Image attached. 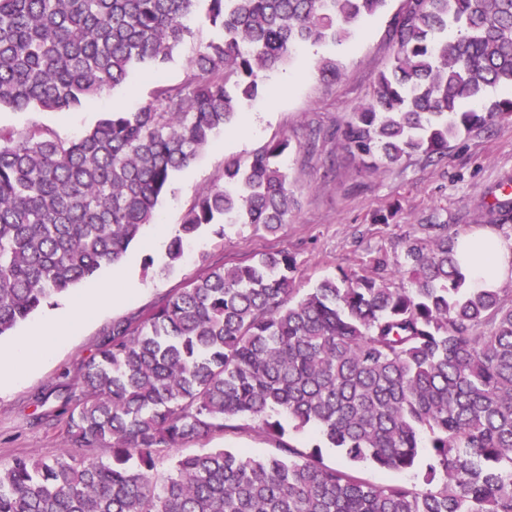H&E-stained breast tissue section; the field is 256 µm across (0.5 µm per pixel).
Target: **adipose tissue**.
<instances>
[{
	"label": "adipose tissue",
	"instance_id": "ef3b65f1",
	"mask_svg": "<svg viewBox=\"0 0 512 512\" xmlns=\"http://www.w3.org/2000/svg\"><path fill=\"white\" fill-rule=\"evenodd\" d=\"M457 251L468 287L492 289L512 277V240H505L489 230H481L459 238ZM60 323V317L47 318L30 334L22 337L11 352L0 355V390L16 382L15 365L29 369L39 366L48 355L41 338L56 330Z\"/></svg>",
	"mask_w": 512,
	"mask_h": 512
}]
</instances>
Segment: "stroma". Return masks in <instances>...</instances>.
I'll return each mask as SVG.
<instances>
[{
    "mask_svg": "<svg viewBox=\"0 0 512 512\" xmlns=\"http://www.w3.org/2000/svg\"><path fill=\"white\" fill-rule=\"evenodd\" d=\"M404 0H388L378 15L360 22L354 39L341 47L303 49L291 61L267 72L264 91L245 103L229 129L220 131L197 158L177 172L160 200L153 224L116 266L102 267L76 284L56 305L43 306L7 335L0 337V353L10 352L20 337L41 323L48 313L81 304L97 288L137 284L136 293L121 303L89 309L85 318L65 335L49 336V355L9 390L0 392V463L26 455L50 459L68 447L64 422H36L38 396L55 393L77 375L93 355L113 322L147 311L165 295L185 288L210 266H231L253 255L285 250L296 259L297 283L307 289L342 270H356L377 251L397 252L400 240L421 224H446L466 235L486 228V209L503 187H512V116L496 118L452 140L448 154L432 163L413 155L378 169L367 168L351 156L341 131L351 112L373 98L378 74L390 63L393 46L389 29ZM336 56L340 75L322 80L312 69L314 58ZM154 82L148 70H136L129 81L72 112H42L38 116L0 109V126L21 128L38 119L71 139L115 109H134L147 100ZM257 128L237 139L247 117ZM288 138L291 149L283 158L298 207L277 233L247 224H228L223 234L203 229L185 246L174 269H166V248L195 196L219 182L224 161L246 157L264 143ZM231 445L254 456L275 448V441L252 430L216 435L184 443V451Z\"/></svg>",
    "mask_w": 512,
    "mask_h": 512,
    "instance_id": "1",
    "label": "stroma"
}]
</instances>
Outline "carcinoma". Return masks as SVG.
I'll use <instances>...</instances> for the list:
<instances>
[{"label":"carcinoma","instance_id":"carcinoma-1","mask_svg":"<svg viewBox=\"0 0 512 512\" xmlns=\"http://www.w3.org/2000/svg\"><path fill=\"white\" fill-rule=\"evenodd\" d=\"M387 0H0V108L65 112L125 83L156 86L134 111L106 112L66 140L36 120L0 128V336L119 264L153 223L174 175L264 88V73L304 45L342 46ZM212 37L180 82L164 73L192 35ZM394 55L373 99L341 135L353 155L396 163L443 157L462 133L512 114V0H406ZM314 70L334 81L336 60ZM508 95L482 108L489 89ZM287 139L225 163L198 193L166 257L222 220L276 233L297 201ZM512 221V200L489 222ZM458 234L421 224L401 252L374 253L307 292L286 251L212 267L144 315L112 323L64 388L71 447L0 464V512H512V286L465 285ZM319 442L283 441L280 416ZM250 421L279 441L166 453ZM412 473L372 483L323 462ZM98 447L99 458L75 448Z\"/></svg>","mask_w":512,"mask_h":512}]
</instances>
